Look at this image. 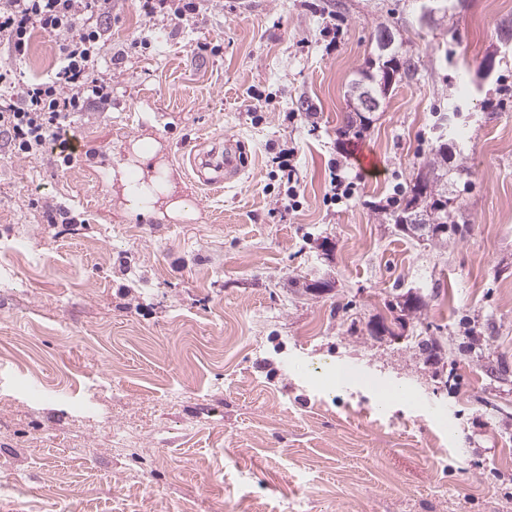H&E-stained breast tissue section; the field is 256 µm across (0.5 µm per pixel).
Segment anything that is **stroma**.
<instances>
[{
  "mask_svg": "<svg viewBox=\"0 0 512 512\" xmlns=\"http://www.w3.org/2000/svg\"><path fill=\"white\" fill-rule=\"evenodd\" d=\"M428 4L200 0L180 21L112 0L84 161L0 147V512H512V0ZM382 26L418 72L348 142ZM57 62L39 29L0 53L14 94ZM451 108L470 185L440 244L378 207ZM228 135L244 171L207 186L183 149ZM140 137L192 216L126 210L112 168Z\"/></svg>",
  "mask_w": 512,
  "mask_h": 512,
  "instance_id": "35a3bbf8",
  "label": "stroma"
}]
</instances>
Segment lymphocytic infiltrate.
Segmentation results:
<instances>
[{
    "instance_id": "obj_1",
    "label": "lymphocytic infiltrate",
    "mask_w": 512,
    "mask_h": 512,
    "mask_svg": "<svg viewBox=\"0 0 512 512\" xmlns=\"http://www.w3.org/2000/svg\"><path fill=\"white\" fill-rule=\"evenodd\" d=\"M111 16L112 0H0V50L23 56L36 29L54 36L59 47L54 78L0 105L1 142L18 153L49 144L66 152L75 115L91 104L110 105L112 85L100 70V51Z\"/></svg>"
}]
</instances>
